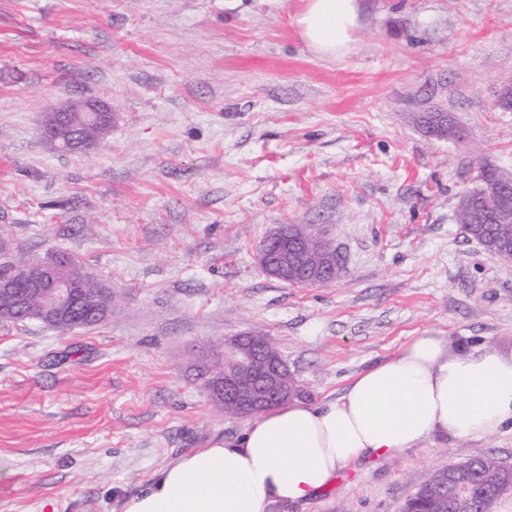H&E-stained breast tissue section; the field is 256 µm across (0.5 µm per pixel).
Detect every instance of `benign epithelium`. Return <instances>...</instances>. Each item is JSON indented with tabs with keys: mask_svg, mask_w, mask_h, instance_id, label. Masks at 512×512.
I'll return each mask as SVG.
<instances>
[{
	"mask_svg": "<svg viewBox=\"0 0 512 512\" xmlns=\"http://www.w3.org/2000/svg\"><path fill=\"white\" fill-rule=\"evenodd\" d=\"M78 112L89 122L100 125L112 122V112L97 101H69L64 110H51L45 122L48 135L62 139L67 131L68 113ZM258 262L264 273L296 286H321L336 281V253L324 250L313 228L307 224L282 225L271 232L262 244ZM31 287L45 293L49 303L45 310L30 312L19 289ZM0 303L13 306L23 319H39L63 324L80 309L82 298L78 282L63 286L48 277L26 281L17 269L0 274ZM216 364L202 370L204 384L214 403L230 406L237 417H247L259 408L288 393L282 375L288 365L272 347H261L250 333L224 340L215 351Z\"/></svg>",
	"mask_w": 512,
	"mask_h": 512,
	"instance_id": "obj_1",
	"label": "benign epithelium"
}]
</instances>
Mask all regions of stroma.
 I'll return each instance as SVG.
<instances>
[{"instance_id":"obj_1","label":"stroma","mask_w":512,"mask_h":512,"mask_svg":"<svg viewBox=\"0 0 512 512\" xmlns=\"http://www.w3.org/2000/svg\"><path fill=\"white\" fill-rule=\"evenodd\" d=\"M350 54L314 56L301 0H0V260L65 253L110 319L0 322V512H120L181 455L242 434L199 375L270 338L306 401L430 331L512 351V260L455 220L479 165L512 171V0H361ZM100 100L108 133L51 148L44 118ZM449 114L456 135L424 120ZM281 224L343 257L335 284L267 277ZM512 463V432L431 436L267 512H401L430 471Z\"/></svg>"}]
</instances>
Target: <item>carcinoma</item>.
I'll return each instance as SVG.
<instances>
[{"label": "carcinoma", "instance_id": "carcinoma-1", "mask_svg": "<svg viewBox=\"0 0 512 512\" xmlns=\"http://www.w3.org/2000/svg\"><path fill=\"white\" fill-rule=\"evenodd\" d=\"M69 119L78 134L92 145L99 140L106 129L87 123L78 112L69 114ZM478 178L512 183V173H504L486 165L479 167ZM475 206V193L463 194L458 202L456 213L467 235L477 240L483 247L503 259H509L512 254L503 250L504 245H512V222L509 224H482L472 218L470 214ZM3 266L9 268L22 267L27 271L28 277L39 279L44 275L42 267L37 261L19 260L6 261ZM85 292L95 300L96 311L101 320L112 315V293L103 288L91 275H85L83 281ZM451 469L467 475L473 484V498L470 501H458L448 482V468L433 470L426 484L432 485L429 496L423 497L413 494L404 504V512H492L494 503L504 494L512 491V465H509L493 456H473L454 464Z\"/></svg>", "mask_w": 512, "mask_h": 512}]
</instances>
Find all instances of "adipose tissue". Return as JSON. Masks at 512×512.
<instances>
[{
    "label": "adipose tissue",
    "instance_id": "adipose-tissue-1",
    "mask_svg": "<svg viewBox=\"0 0 512 512\" xmlns=\"http://www.w3.org/2000/svg\"><path fill=\"white\" fill-rule=\"evenodd\" d=\"M302 2L294 23L307 48L322 59L345 57L358 0ZM510 426L512 354L454 350L447 337L427 332L358 374L337 400H292L250 420L240 438L160 468L122 512H265L276 501L316 496L342 468L435 433L470 438Z\"/></svg>",
    "mask_w": 512,
    "mask_h": 512
}]
</instances>
